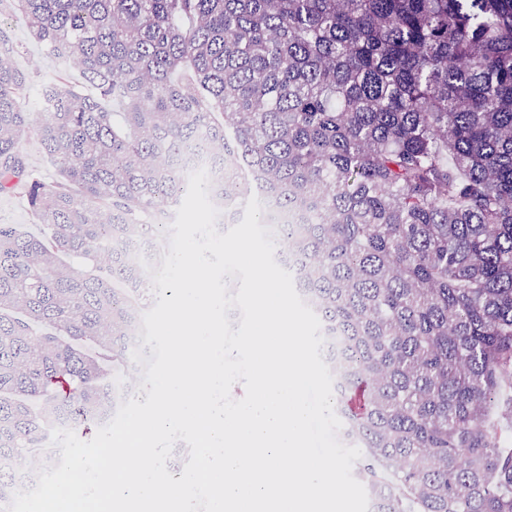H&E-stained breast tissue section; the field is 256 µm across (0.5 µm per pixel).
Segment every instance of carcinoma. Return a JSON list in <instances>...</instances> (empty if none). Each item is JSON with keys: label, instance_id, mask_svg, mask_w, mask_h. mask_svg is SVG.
Listing matches in <instances>:
<instances>
[{"label": "carcinoma", "instance_id": "cac0c4a2", "mask_svg": "<svg viewBox=\"0 0 512 512\" xmlns=\"http://www.w3.org/2000/svg\"><path fill=\"white\" fill-rule=\"evenodd\" d=\"M11 2L96 94L45 85L60 180L25 175L29 75L0 30V187L43 226L0 224V500L50 420L129 385L145 216L181 204L185 151L220 145L224 205L258 190L305 217L273 238L342 338L374 512H512V0Z\"/></svg>", "mask_w": 512, "mask_h": 512}]
</instances>
